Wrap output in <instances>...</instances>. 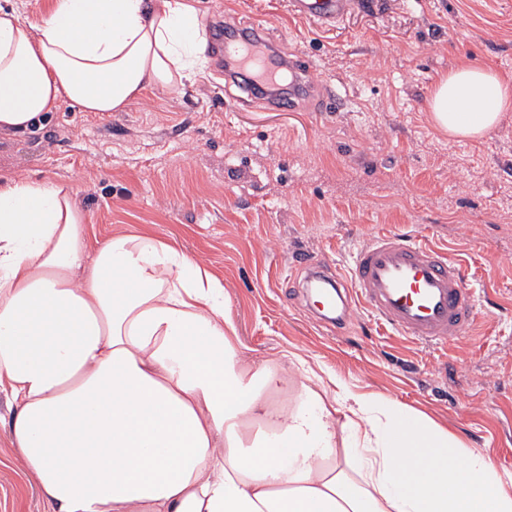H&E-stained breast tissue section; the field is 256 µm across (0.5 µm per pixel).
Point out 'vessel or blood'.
<instances>
[{"mask_svg":"<svg viewBox=\"0 0 512 512\" xmlns=\"http://www.w3.org/2000/svg\"><path fill=\"white\" fill-rule=\"evenodd\" d=\"M366 0H291L295 14L330 26ZM224 57L227 82L237 100L292 112L315 103L331 111V90L312 79V66L301 55L283 53L274 33L262 26L235 25L212 40ZM307 285L322 306L328 325L342 323L352 303L367 310L383 327L424 345H442L464 335L476 317V299L466 286V267L406 232L374 236L353 255L348 272L305 261Z\"/></svg>","mask_w":512,"mask_h":512,"instance_id":"obj_1","label":"vessel or blood"}]
</instances>
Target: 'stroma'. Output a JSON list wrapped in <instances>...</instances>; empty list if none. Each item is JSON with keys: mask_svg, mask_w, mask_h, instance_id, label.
I'll use <instances>...</instances> for the list:
<instances>
[{"mask_svg": "<svg viewBox=\"0 0 512 512\" xmlns=\"http://www.w3.org/2000/svg\"><path fill=\"white\" fill-rule=\"evenodd\" d=\"M290 0H194L199 22L270 27L343 100L272 112L234 99L215 61L124 111L64 105L0 135V174L70 184L92 240L148 231L224 284L244 354L303 356L358 392L392 396L512 470V112L478 140L430 123L440 75L461 64L512 77V0H376L333 28ZM403 231L462 260L474 327L445 345L391 334L361 307L323 328L296 297L304 255L347 270L376 234ZM0 396V512H46L15 463Z\"/></svg>", "mask_w": 512, "mask_h": 512, "instance_id": "35a3bbf8", "label": "stroma"}]
</instances>
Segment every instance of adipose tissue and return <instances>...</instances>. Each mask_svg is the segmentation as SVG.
I'll return each instance as SVG.
<instances>
[{
  "label": "adipose tissue",
  "instance_id": "obj_1",
  "mask_svg": "<svg viewBox=\"0 0 512 512\" xmlns=\"http://www.w3.org/2000/svg\"><path fill=\"white\" fill-rule=\"evenodd\" d=\"M200 41L190 0L0 7V132L176 90L203 69ZM511 111L512 78L477 65L429 103L452 139ZM0 395L47 512H512L490 449L303 358L247 360L220 279L146 232L91 242L63 182L0 178Z\"/></svg>",
  "mask_w": 512,
  "mask_h": 512
}]
</instances>
